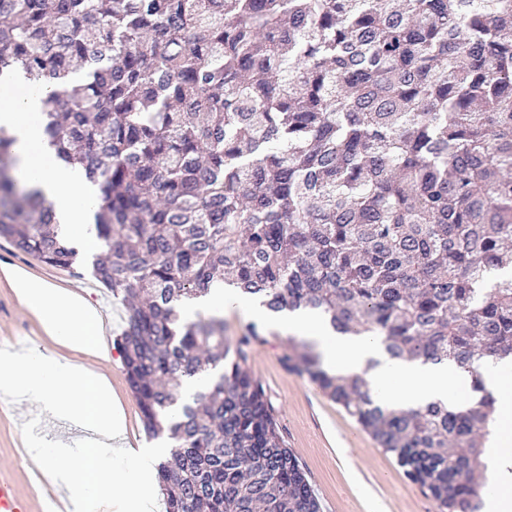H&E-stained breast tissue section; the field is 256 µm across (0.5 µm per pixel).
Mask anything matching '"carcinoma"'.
<instances>
[{"instance_id": "obj_1", "label": "carcinoma", "mask_w": 512, "mask_h": 512, "mask_svg": "<svg viewBox=\"0 0 512 512\" xmlns=\"http://www.w3.org/2000/svg\"><path fill=\"white\" fill-rule=\"evenodd\" d=\"M51 88L45 134L96 187L92 275L165 512H321L224 320L180 306L232 278L271 314L381 336L393 358L512 356V5L504 0H0V75ZM0 236L59 267L79 248L4 171ZM440 512H476L493 411L389 408L358 374L287 356ZM220 368L179 403L186 379Z\"/></svg>"}]
</instances>
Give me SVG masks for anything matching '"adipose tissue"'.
<instances>
[{"label":"adipose tissue","instance_id":"ef3b65f1","mask_svg":"<svg viewBox=\"0 0 512 512\" xmlns=\"http://www.w3.org/2000/svg\"><path fill=\"white\" fill-rule=\"evenodd\" d=\"M47 90L23 74L0 78V128L13 138L15 165L27 187L51 203L58 234L83 236L93 187L81 168L63 163L44 135ZM26 309L50 338L87 355H101L104 319L80 294L25 272L11 275ZM280 331L303 336L318 346L332 372L365 374L374 393L393 407L418 408L440 401L473 406L489 394L495 421L487 435L482 462L491 491L481 512H512V358L479 363L484 390L471 389L469 373L448 364L390 358L380 337L350 336L320 317L296 312L278 323ZM0 394L32 396L43 411L72 420L86 432L77 443L56 442L36 455L52 483L69 494V512H154L151 486L138 487L113 472L112 458H124L139 475L150 467L148 451L125 447L124 410L112 402V389L84 364L42 354L0 349Z\"/></svg>","mask_w":512,"mask_h":512}]
</instances>
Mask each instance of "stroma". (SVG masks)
I'll use <instances>...</instances> for the list:
<instances>
[{"label": "stroma", "instance_id": "stroma-1", "mask_svg": "<svg viewBox=\"0 0 512 512\" xmlns=\"http://www.w3.org/2000/svg\"><path fill=\"white\" fill-rule=\"evenodd\" d=\"M91 258L82 255L69 268L54 267L0 239V348L30 350L58 359L77 355L47 337L37 319L21 303L7 276L14 269L79 292L102 314L106 356L90 365L108 379L127 419L126 443L169 452L166 435L149 437L143 429L136 398L125 380L123 358L115 340L121 332L124 307L98 283ZM257 323L264 340L247 347L246 370L264 388L281 436L298 458L321 503V512H439L437 502L411 482L394 456L385 452L355 420L333 402L307 375L289 368L286 356L300 337L282 334L269 319L253 320L242 309L224 316V334L237 340L244 327ZM80 426L68 420L48 422L34 399L0 408V477L12 480L20 493L40 503L47 490L27 472L33 447L57 440L76 441Z\"/></svg>", "mask_w": 512, "mask_h": 512}]
</instances>
